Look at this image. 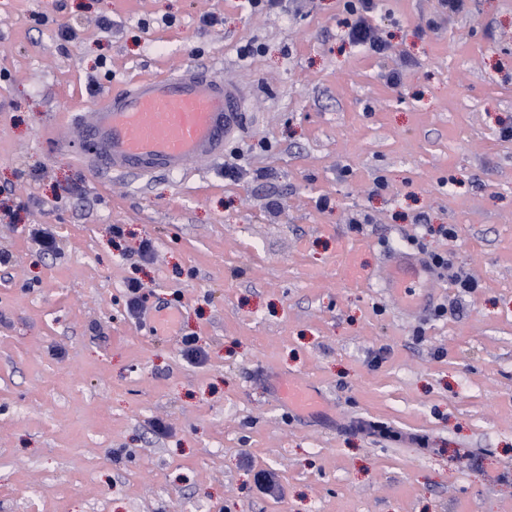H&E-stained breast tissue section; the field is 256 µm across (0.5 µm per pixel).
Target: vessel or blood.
I'll list each match as a JSON object with an SVG mask.
<instances>
[{
	"label": "vessel or blood",
	"mask_w": 512,
	"mask_h": 512,
	"mask_svg": "<svg viewBox=\"0 0 512 512\" xmlns=\"http://www.w3.org/2000/svg\"><path fill=\"white\" fill-rule=\"evenodd\" d=\"M242 94L213 70L188 67L147 76L81 111L74 124L82 158L95 176L148 178L180 174L192 159H218L240 126ZM423 268L403 257L393 262L387 288L401 309L422 299L411 291ZM278 392L299 414L317 411L321 396L296 378L282 380Z\"/></svg>",
	"instance_id": "1"
}]
</instances>
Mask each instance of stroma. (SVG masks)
<instances>
[{
    "mask_svg": "<svg viewBox=\"0 0 512 512\" xmlns=\"http://www.w3.org/2000/svg\"><path fill=\"white\" fill-rule=\"evenodd\" d=\"M348 19L344 0H0V512H512V0H379L384 58ZM187 66L245 94L223 158L99 186L69 113ZM415 236L478 288L434 275L402 311L384 282ZM284 376L323 407L289 410ZM143 290L141 283L136 279L130 280L127 284V311L140 325L143 324L148 301L147 295L142 293Z\"/></svg>",
    "mask_w": 512,
    "mask_h": 512,
    "instance_id": "obj_1",
    "label": "stroma"
}]
</instances>
